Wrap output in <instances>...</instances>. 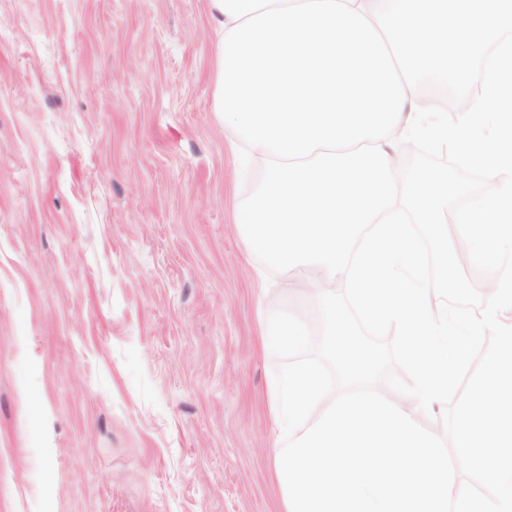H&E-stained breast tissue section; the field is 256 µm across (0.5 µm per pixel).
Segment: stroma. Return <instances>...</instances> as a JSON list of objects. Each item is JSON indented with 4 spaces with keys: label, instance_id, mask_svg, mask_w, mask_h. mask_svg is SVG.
Segmentation results:
<instances>
[{
    "label": "stroma",
    "instance_id": "35a3bbf8",
    "mask_svg": "<svg viewBox=\"0 0 512 512\" xmlns=\"http://www.w3.org/2000/svg\"><path fill=\"white\" fill-rule=\"evenodd\" d=\"M205 0H0V512H278Z\"/></svg>",
    "mask_w": 512,
    "mask_h": 512
}]
</instances>
